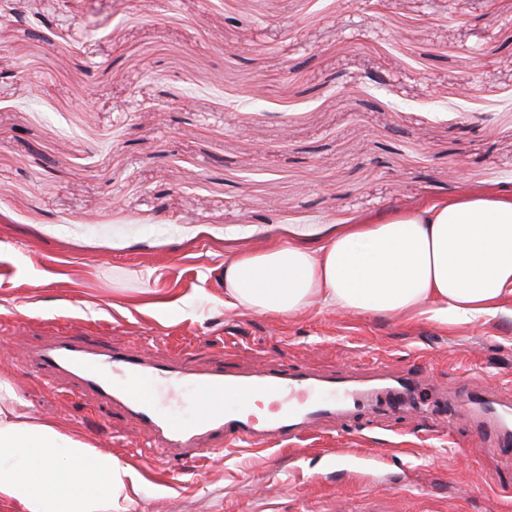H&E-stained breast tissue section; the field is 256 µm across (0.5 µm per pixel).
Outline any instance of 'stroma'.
<instances>
[{"label": "stroma", "instance_id": "1", "mask_svg": "<svg viewBox=\"0 0 512 512\" xmlns=\"http://www.w3.org/2000/svg\"><path fill=\"white\" fill-rule=\"evenodd\" d=\"M24 7L54 35L0 24V409L110 451L125 470L114 512H512V455L448 420L460 401L512 408V314L224 305L226 257L512 196V0ZM479 46L492 55L476 60ZM471 79L481 93L462 97ZM59 320L150 359L417 384L389 414L368 405L305 441L191 464L23 366Z\"/></svg>", "mask_w": 512, "mask_h": 512}]
</instances>
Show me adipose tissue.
Returning a JSON list of instances; mask_svg holds the SVG:
<instances>
[{
  "mask_svg": "<svg viewBox=\"0 0 512 512\" xmlns=\"http://www.w3.org/2000/svg\"><path fill=\"white\" fill-rule=\"evenodd\" d=\"M512 300V198L462 195L355 224L305 249L288 243L224 260V304L251 313L311 307L428 315L445 323ZM111 452L55 424L0 411V502L20 512H101L120 488Z\"/></svg>",
  "mask_w": 512,
  "mask_h": 512,
  "instance_id": "obj_1",
  "label": "adipose tissue"
}]
</instances>
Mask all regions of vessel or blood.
<instances>
[{"mask_svg": "<svg viewBox=\"0 0 512 512\" xmlns=\"http://www.w3.org/2000/svg\"><path fill=\"white\" fill-rule=\"evenodd\" d=\"M28 364L54 378L73 380L77 394L94 395L120 407L144 430L147 444L187 463L228 448H263L303 440L324 421L367 400L348 374L321 377L305 370L269 368L242 373L221 366L190 368L183 355L157 361L134 347L115 348L70 329L27 355ZM190 388L195 416L190 423L169 420L159 410L161 389ZM264 397L281 414L256 425L243 411Z\"/></svg>", "mask_w": 512, "mask_h": 512, "instance_id": "1", "label": "vessel or blood"}]
</instances>
